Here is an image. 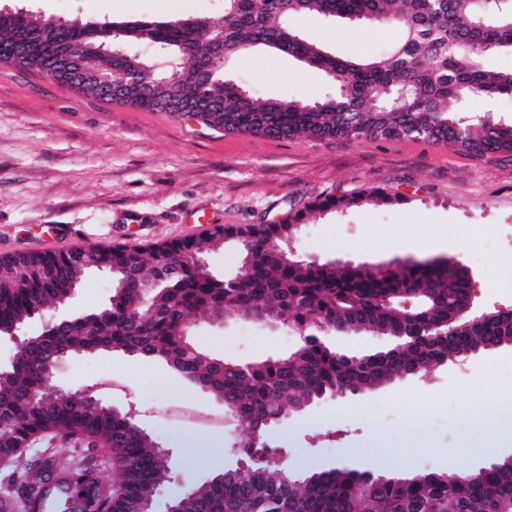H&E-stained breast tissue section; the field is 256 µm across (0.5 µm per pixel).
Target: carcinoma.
I'll return each instance as SVG.
<instances>
[{"label":"carcinoma","instance_id":"cac0c4a2","mask_svg":"<svg viewBox=\"0 0 512 512\" xmlns=\"http://www.w3.org/2000/svg\"><path fill=\"white\" fill-rule=\"evenodd\" d=\"M309 13L396 23L402 39L373 60L338 58L289 25L288 20ZM120 27L126 37L162 45L173 65L154 73L116 54L95 57L94 66L106 73L131 69L160 95L168 93L160 82L178 70L174 93L182 106L170 112L190 113L210 127L274 139H423L512 158V124L487 115L467 123L461 116L471 97L512 95V72L488 71L481 64L490 50L512 49V0H494L485 10L475 0H224L221 25L206 17L189 25L139 19ZM63 34L74 44L102 41L86 24L72 23ZM33 40L34 27L21 18L0 26V51ZM258 45L322 70L331 92L316 101L263 99L211 65L221 54ZM57 51L44 45L28 67L67 85L69 78L55 67ZM112 101L165 111L151 98L115 96ZM364 199L362 194L328 197L317 206L337 209ZM299 227L297 216L231 226L205 238L168 242L164 253L151 247H96L110 253L108 303L19 348L0 371V454L49 429L65 438L82 435L91 444L104 439L117 475L112 512H137V505L154 500L169 478L167 456L148 434L128 426L132 416L110 415L78 391H50L48 398L32 402V393L50 383L48 355L70 345L87 355L118 351L161 359L188 382L223 398L224 410L268 429L301 403L360 394L490 343L512 344L511 309L466 322L457 318L472 293L462 267L438 259L366 270L316 258L284 263L275 246ZM226 242L236 244L240 254L230 277L203 274L188 260L191 253L203 256ZM40 261L48 273L35 272L25 287L16 288L25 257L0 258L1 330L69 300L90 273L70 253H44ZM228 311L286 325L300 339L284 357L248 364L225 360L219 366L181 330L197 315L220 320ZM348 330L389 336L394 346L348 356L329 341ZM241 452L253 459L251 465L227 469L170 505L177 512H512V458L466 473L435 469L380 481L371 469L300 474L286 460L268 464L263 457L271 450L264 438Z\"/></svg>","mask_w":512,"mask_h":512}]
</instances>
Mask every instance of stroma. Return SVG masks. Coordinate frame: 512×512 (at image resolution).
Instances as JSON below:
<instances>
[{
    "mask_svg": "<svg viewBox=\"0 0 512 512\" xmlns=\"http://www.w3.org/2000/svg\"><path fill=\"white\" fill-rule=\"evenodd\" d=\"M223 0H0L61 20L177 21L215 15ZM303 37L340 58L369 59L400 38L393 25L318 14L292 20ZM223 75L254 94L315 100L323 73L256 47L228 59ZM360 192V206L318 210L315 200ZM302 213L301 257L388 264L449 259L465 268L481 311L512 308V159L473 155L426 140L319 141L228 133L200 121L107 102L34 69L0 64V257L67 252L92 245L146 246L198 238L218 224H266ZM191 342L217 358L249 362L288 353L295 333L225 314L195 320ZM122 391L99 389V376ZM56 388L96 387V395L138 425L169 454L171 479L155 512L171 499L245 466L237 450L246 426L223 437H174L155 403L180 397L201 411L223 412L214 396L166 363L120 352L64 359ZM512 388V345L431 367L364 394L325 399L271 428L268 440L300 471L377 469L390 476L472 471L512 457L503 414L477 412L485 394ZM439 404L444 421L421 411Z\"/></svg>",
    "mask_w": 512,
    "mask_h": 512,
    "instance_id": "stroma-1",
    "label": "stroma"
}]
</instances>
